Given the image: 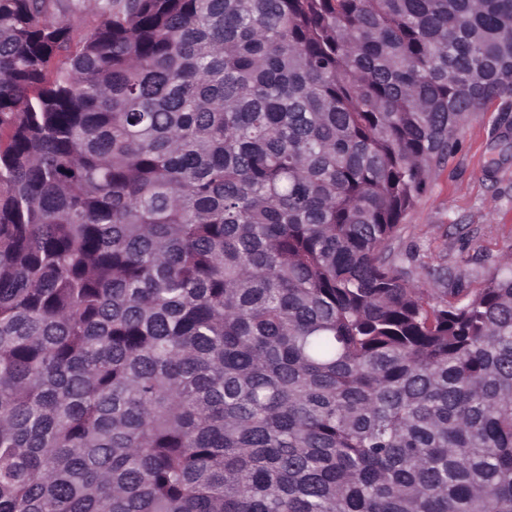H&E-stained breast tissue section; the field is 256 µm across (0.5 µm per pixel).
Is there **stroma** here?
I'll list each match as a JSON object with an SVG mask.
<instances>
[{"label":"stroma","mask_w":512,"mask_h":512,"mask_svg":"<svg viewBox=\"0 0 512 512\" xmlns=\"http://www.w3.org/2000/svg\"><path fill=\"white\" fill-rule=\"evenodd\" d=\"M457 142L393 244L426 288L443 268L480 287L512 257V112L490 104L467 119Z\"/></svg>","instance_id":"obj_1"}]
</instances>
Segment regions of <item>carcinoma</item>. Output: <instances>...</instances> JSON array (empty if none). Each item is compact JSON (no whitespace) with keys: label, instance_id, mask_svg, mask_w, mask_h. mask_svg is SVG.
Listing matches in <instances>:
<instances>
[{"label":"carcinoma","instance_id":"1","mask_svg":"<svg viewBox=\"0 0 512 512\" xmlns=\"http://www.w3.org/2000/svg\"><path fill=\"white\" fill-rule=\"evenodd\" d=\"M0 0V512H512V268L401 223L512 112V0ZM89 0H71V8L64 13V19L74 30L80 31L91 26L95 19V13L88 6Z\"/></svg>","mask_w":512,"mask_h":512}]
</instances>
